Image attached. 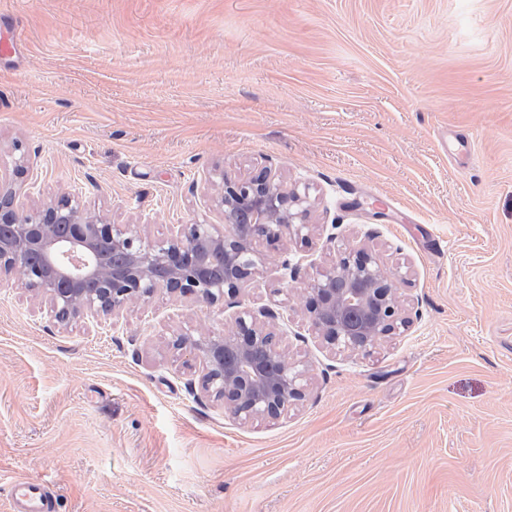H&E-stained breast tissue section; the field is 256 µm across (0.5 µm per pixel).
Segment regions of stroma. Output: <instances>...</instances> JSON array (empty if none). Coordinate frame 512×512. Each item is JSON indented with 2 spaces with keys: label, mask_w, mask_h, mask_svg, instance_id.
<instances>
[{
  "label": "stroma",
  "mask_w": 512,
  "mask_h": 512,
  "mask_svg": "<svg viewBox=\"0 0 512 512\" xmlns=\"http://www.w3.org/2000/svg\"><path fill=\"white\" fill-rule=\"evenodd\" d=\"M0 178L17 204L81 197L157 238L222 223L215 171L310 189V221L409 270L413 323L326 349L269 249L252 308L284 315L307 398L241 426L189 390L176 332L232 312L165 293L63 326L0 288V512H512V0H0ZM448 243L429 251L433 235ZM56 501L54 492L37 481L17 478L10 483L11 512H56Z\"/></svg>",
  "instance_id": "1"
}]
</instances>
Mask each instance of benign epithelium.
I'll use <instances>...</instances> for the list:
<instances>
[{
    "mask_svg": "<svg viewBox=\"0 0 512 512\" xmlns=\"http://www.w3.org/2000/svg\"><path fill=\"white\" fill-rule=\"evenodd\" d=\"M27 159L19 155L15 179L0 180V285L42 299L61 324L101 317L117 324L136 302L160 291L190 299L201 309H236L232 326L209 334L181 331L171 337L174 355L199 364L203 397L222 406L238 424L276 423L302 402L310 366L288 357L269 309L239 300L242 286L264 278L268 257L260 244L282 239L307 242L316 225L306 222L307 190L288 189L266 165L245 178L221 176L215 205L224 223L177 224L162 238L146 240L134 224H114L89 212L85 202L61 195L28 210L16 204L17 179ZM324 245L335 259L305 274L308 321L332 352L369 353L411 324V300H399L397 284L408 272L388 277L364 243Z\"/></svg>",
    "mask_w": 512,
    "mask_h": 512,
    "instance_id": "benign-epithelium-1",
    "label": "benign epithelium"
}]
</instances>
